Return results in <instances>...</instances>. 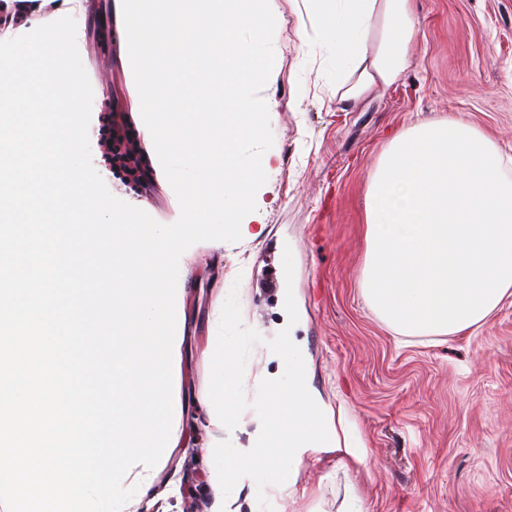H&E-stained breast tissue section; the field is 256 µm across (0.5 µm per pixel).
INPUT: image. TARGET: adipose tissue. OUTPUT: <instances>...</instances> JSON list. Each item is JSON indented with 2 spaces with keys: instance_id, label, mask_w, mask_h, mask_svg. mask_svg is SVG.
<instances>
[{
  "instance_id": "1",
  "label": "adipose tissue",
  "mask_w": 512,
  "mask_h": 512,
  "mask_svg": "<svg viewBox=\"0 0 512 512\" xmlns=\"http://www.w3.org/2000/svg\"><path fill=\"white\" fill-rule=\"evenodd\" d=\"M305 2L307 13L321 28L336 34L330 52L345 72L343 81L336 87L340 102L358 103L377 88L397 83L409 68L410 45L418 32L413 0ZM376 24L382 27V38L372 52L367 43L371 28ZM281 356L288 362L287 383L269 379L260 385L261 391L280 408V421L271 433H258L254 447L234 451L225 448L222 432L239 424L238 419L228 413L227 406L245 383L246 375L228 367L223 351H216L212 356L216 382L199 392L197 402L208 407L209 424L216 431L206 453L222 462L210 477L213 512H224L225 486L244 475L255 463L271 459L273 449L298 453L319 447L321 443L326 407L310 385L298 348L287 345Z\"/></svg>"
}]
</instances>
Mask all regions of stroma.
I'll use <instances>...</instances> for the list:
<instances>
[{"mask_svg": "<svg viewBox=\"0 0 512 512\" xmlns=\"http://www.w3.org/2000/svg\"><path fill=\"white\" fill-rule=\"evenodd\" d=\"M269 2L276 64L263 93L274 144L258 191L263 229L220 251L196 243L180 261L188 351L173 399L190 403L211 386L212 353L232 344L248 383L229 406L240 425L224 445L249 447L272 419L256 383L287 379L280 350L290 342L333 410L339 442L280 455V483L262 468L231 483V512H512V296L477 329L403 337L361 288L367 179L399 130L459 116L512 154V0H416L406 77L345 111L332 96L334 33L313 28L303 0ZM78 51L92 88L112 89L99 123L137 137L136 85L117 30L89 26ZM105 183L120 199L145 198L159 223L179 217L163 180L132 182L117 169ZM209 439L204 421L184 427L135 512H211Z\"/></svg>", "mask_w": 512, "mask_h": 512, "instance_id": "obj_1", "label": "stroma"}]
</instances>
